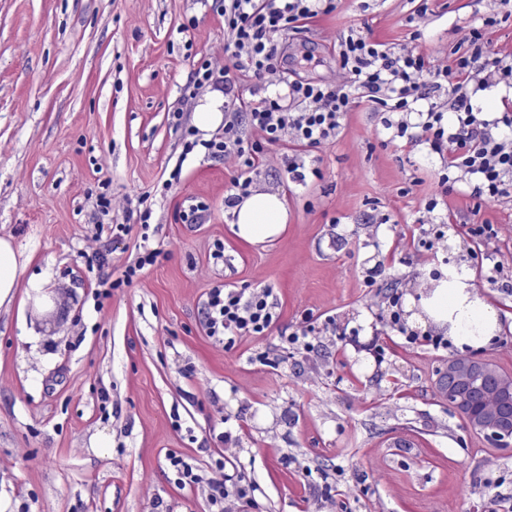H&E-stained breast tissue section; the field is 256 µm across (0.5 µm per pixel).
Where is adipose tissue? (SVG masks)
Listing matches in <instances>:
<instances>
[{
	"label": "adipose tissue",
	"instance_id": "ef3b65f1",
	"mask_svg": "<svg viewBox=\"0 0 512 512\" xmlns=\"http://www.w3.org/2000/svg\"><path fill=\"white\" fill-rule=\"evenodd\" d=\"M231 213L233 234L250 244L275 240L288 224L284 197L264 190H251ZM404 309L411 327L443 330L451 346L462 352L490 346L500 332L497 309L480 295L464 271L446 273L420 298H407Z\"/></svg>",
	"mask_w": 512,
	"mask_h": 512
}]
</instances>
